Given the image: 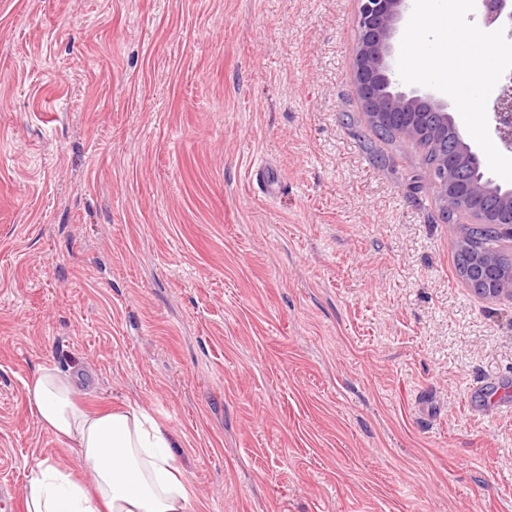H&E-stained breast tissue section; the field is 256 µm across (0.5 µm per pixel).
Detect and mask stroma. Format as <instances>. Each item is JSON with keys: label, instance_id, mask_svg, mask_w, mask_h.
<instances>
[{"label": "stroma", "instance_id": "stroma-1", "mask_svg": "<svg viewBox=\"0 0 512 512\" xmlns=\"http://www.w3.org/2000/svg\"><path fill=\"white\" fill-rule=\"evenodd\" d=\"M358 0H0V502L166 429L201 512H512V297H477L412 142L351 74Z\"/></svg>", "mask_w": 512, "mask_h": 512}]
</instances>
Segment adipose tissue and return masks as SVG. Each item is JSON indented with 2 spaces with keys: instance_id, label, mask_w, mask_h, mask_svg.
<instances>
[{
  "instance_id": "obj_1",
  "label": "adipose tissue",
  "mask_w": 512,
  "mask_h": 512,
  "mask_svg": "<svg viewBox=\"0 0 512 512\" xmlns=\"http://www.w3.org/2000/svg\"><path fill=\"white\" fill-rule=\"evenodd\" d=\"M71 375L40 369L25 397L39 423L76 450L73 463L34 460L25 512H196L165 429L142 408L79 407Z\"/></svg>"
}]
</instances>
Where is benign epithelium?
Instances as JSON below:
<instances>
[{
    "instance_id": "obj_1",
    "label": "benign epithelium",
    "mask_w": 512,
    "mask_h": 512,
    "mask_svg": "<svg viewBox=\"0 0 512 512\" xmlns=\"http://www.w3.org/2000/svg\"><path fill=\"white\" fill-rule=\"evenodd\" d=\"M476 13L485 28L509 26L512 41V0H477ZM411 0H359L352 79L360 106L368 122L378 131L388 130L397 138L415 141L428 136L441 150L430 183L443 213L466 210L474 223L489 226L502 241H512V188L497 193L498 209L491 215L477 207L480 198L494 193L495 183L486 174L477 150L467 143L448 153V136L461 138L447 106L431 93L402 91L389 63L391 40ZM489 128L503 149L512 152V93L505 91L493 102ZM473 172L462 182L454 172ZM472 291L484 299L512 295V260L503 253L473 256L466 269Z\"/></svg>"
}]
</instances>
